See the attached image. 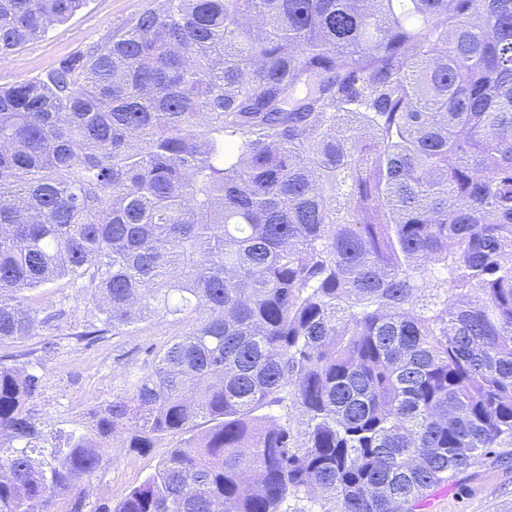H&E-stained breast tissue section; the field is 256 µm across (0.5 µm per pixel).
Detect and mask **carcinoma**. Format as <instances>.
Here are the masks:
<instances>
[{
	"label": "carcinoma",
	"mask_w": 512,
	"mask_h": 512,
	"mask_svg": "<svg viewBox=\"0 0 512 512\" xmlns=\"http://www.w3.org/2000/svg\"><path fill=\"white\" fill-rule=\"evenodd\" d=\"M82 3L0 0V59ZM60 278L183 332L51 448L0 363V512L120 430L182 439L114 512H413L512 447V0H155L1 85L0 345Z\"/></svg>",
	"instance_id": "obj_1"
}]
</instances>
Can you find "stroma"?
<instances>
[{"instance_id":"35a3bbf8","label":"stroma","mask_w":512,"mask_h":512,"mask_svg":"<svg viewBox=\"0 0 512 512\" xmlns=\"http://www.w3.org/2000/svg\"><path fill=\"white\" fill-rule=\"evenodd\" d=\"M150 2L84 0L75 15L53 25L45 37L0 61V84L45 73L90 44L107 40ZM27 301L50 321L40 335L1 345L0 361L31 363L41 376L43 391L31 414L49 440L90 430L95 411L130 392L150 371L155 353L182 331L181 324L153 320L91 343L80 337L90 318L88 295L69 280L30 291ZM175 444V438L168 436L154 447L136 451L128 448L126 435H116L97 471L80 482L86 512H113L123 494L154 472ZM427 497L432 502L429 512H512V448H497L480 457L452 483L430 490Z\"/></svg>"}]
</instances>
